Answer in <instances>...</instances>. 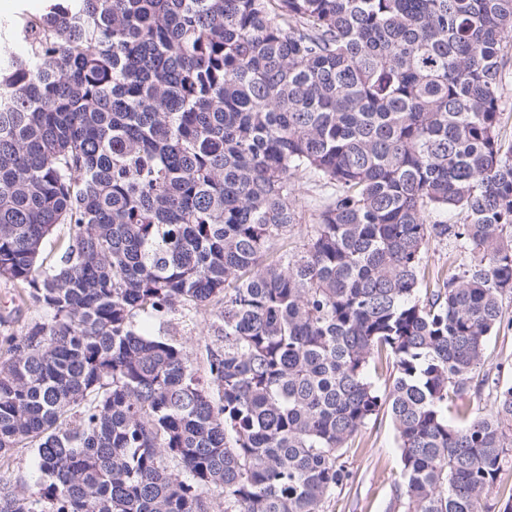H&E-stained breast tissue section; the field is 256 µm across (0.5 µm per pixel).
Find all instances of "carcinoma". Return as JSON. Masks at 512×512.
Wrapping results in <instances>:
<instances>
[{"instance_id": "carcinoma-1", "label": "carcinoma", "mask_w": 512, "mask_h": 512, "mask_svg": "<svg viewBox=\"0 0 512 512\" xmlns=\"http://www.w3.org/2000/svg\"><path fill=\"white\" fill-rule=\"evenodd\" d=\"M16 37L0 280L45 315L0 334V463L34 448L45 482H0V512H210L214 488L224 512H327L383 409L402 512H489L512 469V383L481 372L512 326V0H53ZM300 174L332 194L290 252ZM443 241L462 271L427 272ZM177 305L218 307L205 379L135 328Z\"/></svg>"}]
</instances>
